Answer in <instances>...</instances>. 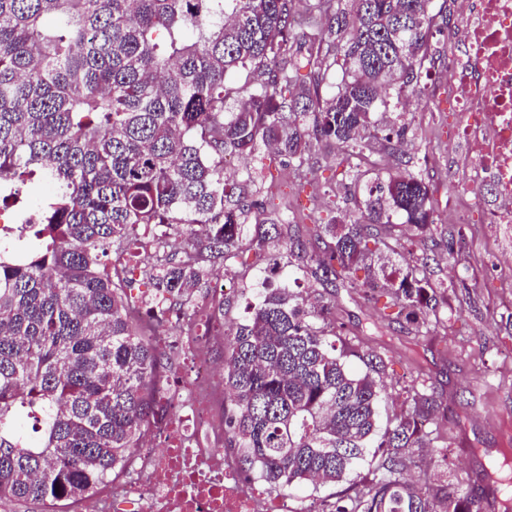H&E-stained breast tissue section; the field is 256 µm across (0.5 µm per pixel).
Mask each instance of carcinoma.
Wrapping results in <instances>:
<instances>
[{
    "mask_svg": "<svg viewBox=\"0 0 512 512\" xmlns=\"http://www.w3.org/2000/svg\"><path fill=\"white\" fill-rule=\"evenodd\" d=\"M301 1L320 20L308 44L294 33ZM448 26L447 0H0V178L57 188L28 225L26 261L0 260V499L64 509L140 447L158 411L156 320L133 317L107 261L161 231L182 244L144 272L165 310L210 289L205 262L259 259L275 241L287 279L319 285L303 295L257 283L227 336L224 435L241 471L284 494L344 486L316 512H478L437 477L441 454L421 485L405 477L440 438L428 379L416 376L408 408L381 427L383 355L352 348L336 321V292L362 269L406 333L448 327V287L429 269L440 247L431 186L368 169L365 154L376 143L403 158L410 123L376 118L383 91L421 87ZM244 71L255 79L231 86ZM322 146L362 199L312 225V246L288 236L287 217L265 215L251 176L230 198L224 156L265 148L303 171ZM388 224L413 228L418 257L380 236Z\"/></svg>",
    "mask_w": 512,
    "mask_h": 512,
    "instance_id": "1",
    "label": "carcinoma"
}]
</instances>
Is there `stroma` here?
Instances as JSON below:
<instances>
[{
    "label": "stroma",
    "instance_id": "obj_1",
    "mask_svg": "<svg viewBox=\"0 0 512 512\" xmlns=\"http://www.w3.org/2000/svg\"><path fill=\"white\" fill-rule=\"evenodd\" d=\"M435 64L423 99L404 102L390 99L393 112L409 111L414 116L407 138L409 171L422 175L434 189V219L439 231H449L448 211L467 208L470 214L468 245L461 255L431 264L433 280L448 286V326L428 336L412 339L398 324L383 321L378 304L361 289H342L336 295V312L344 322L351 344L383 348L387 385L380 415L389 420L404 411L402 386L415 372L428 374L445 417L444 438L450 451L448 482L460 493L482 497L484 512H501L500 502L487 495L485 471L501 449L512 448V332L501 323L512 317V286L506 276L512 271V257L500 254L493 228L484 226L486 212L496 197H459L448 192V154L443 149L448 127L456 118L448 96V45L435 37ZM314 172L297 179L291 167L273 164L254 167L252 160L227 159L230 167L255 168L250 186L253 199L267 211L288 212L295 221L292 235L307 239L308 228L326 217L333 205L353 211L356 199L344 186L333 184L336 160L313 151ZM268 259L258 266L217 264L209 270L211 286L231 282L229 304L220 320L222 328L243 322L253 299L257 279L268 287L283 284L286 270L275 267L270 248Z\"/></svg>",
    "mask_w": 512,
    "mask_h": 512
}]
</instances>
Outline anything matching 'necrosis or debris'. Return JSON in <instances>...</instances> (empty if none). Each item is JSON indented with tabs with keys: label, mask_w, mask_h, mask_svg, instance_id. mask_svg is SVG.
<instances>
[{
	"label": "necrosis or debris",
	"mask_w": 512,
	"mask_h": 512,
	"mask_svg": "<svg viewBox=\"0 0 512 512\" xmlns=\"http://www.w3.org/2000/svg\"><path fill=\"white\" fill-rule=\"evenodd\" d=\"M464 34L448 31V85L457 114L449 148L463 147L458 165L448 169L456 194L480 196L493 183L501 202L489 224H512V0H467ZM191 330L180 337L189 363L181 391L173 373L160 369L157 398L166 406L154 425L162 447L146 441L122 477L104 487L81 512H291L287 497L259 492L224 448V379L214 355L224 337L208 332L200 307L185 317Z\"/></svg>",
	"instance_id": "1"
}]
</instances>
